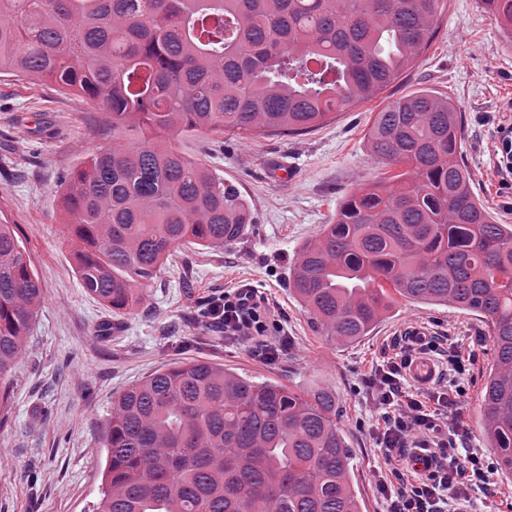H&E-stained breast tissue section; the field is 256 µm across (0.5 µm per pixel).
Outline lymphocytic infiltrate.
Here are the masks:
<instances>
[{
    "mask_svg": "<svg viewBox=\"0 0 512 512\" xmlns=\"http://www.w3.org/2000/svg\"><path fill=\"white\" fill-rule=\"evenodd\" d=\"M222 323L225 337L252 343L257 356L270 363L288 347V338L267 299L247 287L225 293L208 309ZM440 356L451 374H462L467 357L452 337L417 336L399 345L393 356L375 363L365 388L376 410L371 435L383 448L386 464L404 460L405 451L427 452L433 464L426 473H396L394 481L379 479L377 491L384 512H458L469 506L474 492L496 493L495 466L468 444V427L457 406L465 393L453 385L422 393L411 389L406 369L415 354Z\"/></svg>",
    "mask_w": 512,
    "mask_h": 512,
    "instance_id": "1",
    "label": "lymphocytic infiltrate"
}]
</instances>
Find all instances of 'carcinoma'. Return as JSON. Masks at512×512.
Here are the masks:
<instances>
[{
  "label": "carcinoma",
  "mask_w": 512,
  "mask_h": 512,
  "mask_svg": "<svg viewBox=\"0 0 512 512\" xmlns=\"http://www.w3.org/2000/svg\"><path fill=\"white\" fill-rule=\"evenodd\" d=\"M441 0H0V75L50 82L109 118L112 146L62 175L56 207L82 287L137 308L172 253L252 223L239 188L162 137L305 134L386 91L430 45ZM512 42V0H481ZM462 112L389 100L368 156L406 171L351 192L293 253L288 290L335 344L399 301L486 323L481 425L512 478V224L475 197ZM43 291L0 224V410ZM97 512H360L336 393L167 364L112 400Z\"/></svg>",
  "instance_id": "carcinoma-1"
}]
</instances>
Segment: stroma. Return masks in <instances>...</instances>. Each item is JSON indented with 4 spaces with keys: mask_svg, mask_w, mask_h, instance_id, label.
Returning <instances> with one entry per match:
<instances>
[{
    "mask_svg": "<svg viewBox=\"0 0 512 512\" xmlns=\"http://www.w3.org/2000/svg\"><path fill=\"white\" fill-rule=\"evenodd\" d=\"M437 29L392 92L429 88L460 106L472 191L500 223L512 224V185L503 183L494 155L499 125L512 122V44L481 0H444ZM380 108L379 101L367 102L302 136L228 133L203 142L172 135L179 150L238 186L253 222L224 251L183 247L150 284L144 304L119 317L82 287L55 207L61 176L111 146L112 130L103 112L81 97L0 77V221L13 225L44 289L27 350L10 373L9 407L0 415V512H94L113 397L184 359L333 389L362 512H382L374 474L384 458L370 433L376 412L364 380L413 327L455 337L473 353L461 379L466 394L459 414L470 425L471 445L486 447L478 418L491 343L478 316L403 302L369 336L340 347L315 331L288 291L294 251L331 220L347 194L393 175L365 147ZM244 286L268 298L291 341L274 363L260 361L248 342L225 338L205 316L212 299Z\"/></svg>",
    "mask_w": 512,
    "mask_h": 512,
    "instance_id": "35a3bbf8",
    "label": "stroma"
}]
</instances>
